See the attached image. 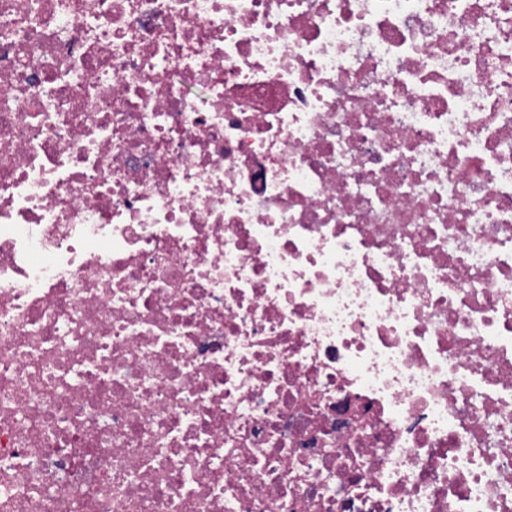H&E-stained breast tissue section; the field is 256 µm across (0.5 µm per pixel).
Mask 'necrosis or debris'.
Masks as SVG:
<instances>
[{"label":"necrosis or debris","mask_w":512,"mask_h":512,"mask_svg":"<svg viewBox=\"0 0 512 512\" xmlns=\"http://www.w3.org/2000/svg\"><path fill=\"white\" fill-rule=\"evenodd\" d=\"M0 512H512V0H0Z\"/></svg>","instance_id":"necrosis-or-debris-1"}]
</instances>
